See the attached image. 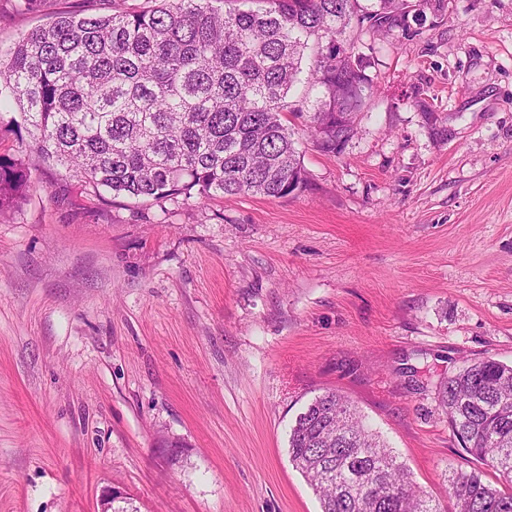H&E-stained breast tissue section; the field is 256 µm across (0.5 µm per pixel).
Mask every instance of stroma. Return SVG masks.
Here are the masks:
<instances>
[{
	"label": "stroma",
	"mask_w": 512,
	"mask_h": 512,
	"mask_svg": "<svg viewBox=\"0 0 512 512\" xmlns=\"http://www.w3.org/2000/svg\"><path fill=\"white\" fill-rule=\"evenodd\" d=\"M447 3L350 29L371 108L337 156L298 132L285 198L98 195L0 108V512H321L288 439L328 390L436 498L474 467L437 389L512 365V0ZM108 7L0 0V49ZM30 183V174L22 163L0 155V213L14 209Z\"/></svg>",
	"instance_id": "1"
}]
</instances>
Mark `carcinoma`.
I'll list each match as a JSON object with an SVG mask.
<instances>
[{"label": "carcinoma", "mask_w": 512, "mask_h": 512, "mask_svg": "<svg viewBox=\"0 0 512 512\" xmlns=\"http://www.w3.org/2000/svg\"><path fill=\"white\" fill-rule=\"evenodd\" d=\"M154 2L60 12L0 52V83L34 128L36 150L93 189L136 201L305 190L287 112L336 155L371 106V79L345 38L358 0H262L256 10ZM410 3L376 0L365 19L406 33ZM308 49L315 99L306 114L287 98ZM29 188L24 165L0 155V213ZM438 400L463 452L495 476L450 470L453 512H512V365L474 361L440 382ZM289 455L321 512H444L336 392L297 416Z\"/></svg>", "instance_id": "carcinoma-1"}]
</instances>
